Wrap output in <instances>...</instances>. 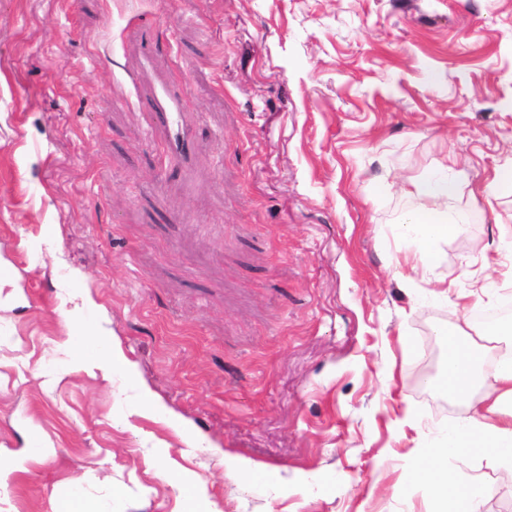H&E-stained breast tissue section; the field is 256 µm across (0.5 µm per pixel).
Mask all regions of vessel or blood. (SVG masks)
Segmentation results:
<instances>
[{
  "mask_svg": "<svg viewBox=\"0 0 512 512\" xmlns=\"http://www.w3.org/2000/svg\"><path fill=\"white\" fill-rule=\"evenodd\" d=\"M182 91L172 82L157 83L152 91L154 121L166 133L167 153L182 163H191L194 154L192 132L182 121Z\"/></svg>",
  "mask_w": 512,
  "mask_h": 512,
  "instance_id": "1",
  "label": "vessel or blood"
}]
</instances>
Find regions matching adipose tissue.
<instances>
[{"label":"adipose tissue","mask_w":512,"mask_h":512,"mask_svg":"<svg viewBox=\"0 0 512 512\" xmlns=\"http://www.w3.org/2000/svg\"><path fill=\"white\" fill-rule=\"evenodd\" d=\"M467 214L445 212L408 214L399 224L400 234L417 242V267L431 270L435 264L433 246L447 238L458 225L466 223ZM73 334L63 351L70 362L86 371H99L111 380L114 369L123 367L125 359L105 336L90 334L83 318L72 316ZM484 353L471 342L468 333L456 329L446 343L440 377L430 384L450 394H469L475 386H483L484 394L474 411L460 419L425 454L410 465L413 478L426 485L430 512H484L487 488L479 477L461 479L449 467L451 457L470 452H486L502 469L503 480L512 482V341L501 349L490 376H482Z\"/></svg>","instance_id":"adipose-tissue-1"}]
</instances>
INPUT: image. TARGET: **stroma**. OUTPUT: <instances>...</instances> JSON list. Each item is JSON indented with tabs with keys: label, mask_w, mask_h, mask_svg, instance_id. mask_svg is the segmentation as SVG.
I'll use <instances>...</instances> for the list:
<instances>
[{
	"label": "stroma",
	"mask_w": 512,
	"mask_h": 512,
	"mask_svg": "<svg viewBox=\"0 0 512 512\" xmlns=\"http://www.w3.org/2000/svg\"><path fill=\"white\" fill-rule=\"evenodd\" d=\"M158 74L187 168L151 128ZM452 162L470 219L417 274L397 226L435 203L400 187ZM509 165L512 0H0V512L76 479L112 512H428L408 464L467 401L419 377L434 326L512 288V188L482 193ZM79 299L128 371L65 363ZM453 465L512 512L492 456ZM182 100V90L173 82L163 81L153 87L155 126L166 132V151L188 165L193 159L194 141L192 132L182 121Z\"/></svg>",
	"instance_id": "obj_1"
}]
</instances>
